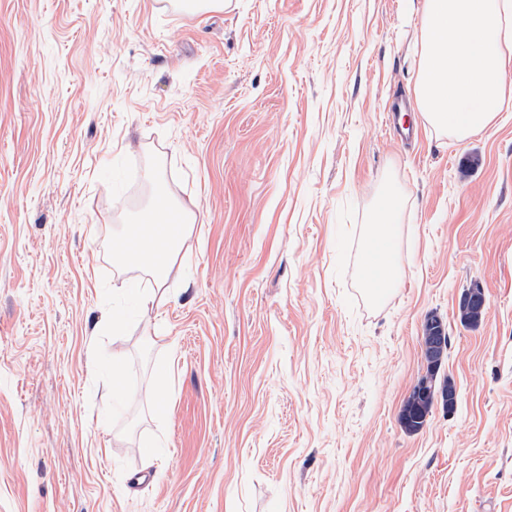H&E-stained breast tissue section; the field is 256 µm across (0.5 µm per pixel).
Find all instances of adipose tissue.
<instances>
[{
    "mask_svg": "<svg viewBox=\"0 0 512 512\" xmlns=\"http://www.w3.org/2000/svg\"><path fill=\"white\" fill-rule=\"evenodd\" d=\"M194 216H187L178 224H168L162 214H155L151 225L152 234H145L143 225H130L125 240H140L137 252L120 250L119 260L148 273L157 286L163 285L170 271L172 260L178 255L183 239L194 223ZM400 211L393 190H385L376 210V218L369 225L364 239V263L370 264L372 273L364 278L362 286L373 299H381L392 288L395 278L391 245L399 233ZM155 290H140L136 293L139 307L146 312L161 304Z\"/></svg>",
    "mask_w": 512,
    "mask_h": 512,
    "instance_id": "obj_1",
    "label": "adipose tissue"
}]
</instances>
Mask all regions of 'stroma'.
Listing matches in <instances>:
<instances>
[{"instance_id":"1","label":"stroma","mask_w":512,"mask_h":512,"mask_svg":"<svg viewBox=\"0 0 512 512\" xmlns=\"http://www.w3.org/2000/svg\"><path fill=\"white\" fill-rule=\"evenodd\" d=\"M427 8L0 0V512H512V63L491 125L435 131ZM150 171L195 223L145 316L129 289L154 282L116 252ZM430 313L457 401L410 433ZM400 211L397 196L387 188L376 210L374 224H369L364 239L362 286L373 299H381L392 288L395 278L391 245L399 233ZM371 264L372 274L365 271ZM485 305L486 302L483 290L477 284L465 289L458 301L459 311L463 313L477 314L476 319L473 322H468L475 325L480 322L484 312H486Z\"/></svg>"}]
</instances>
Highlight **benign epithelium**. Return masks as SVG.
<instances>
[{
    "instance_id": "obj_1",
    "label": "benign epithelium",
    "mask_w": 512,
    "mask_h": 512,
    "mask_svg": "<svg viewBox=\"0 0 512 512\" xmlns=\"http://www.w3.org/2000/svg\"><path fill=\"white\" fill-rule=\"evenodd\" d=\"M483 290L475 284L465 289L458 301L459 311L474 313L478 324L485 312ZM448 350V334L443 321L428 316L425 320V333L422 340V354L426 363V374L414 384L408 397L410 405L401 410L400 422L403 426L415 423V429L422 430L437 406L450 411L456 404V389L447 382L439 380V372Z\"/></svg>"
}]
</instances>
